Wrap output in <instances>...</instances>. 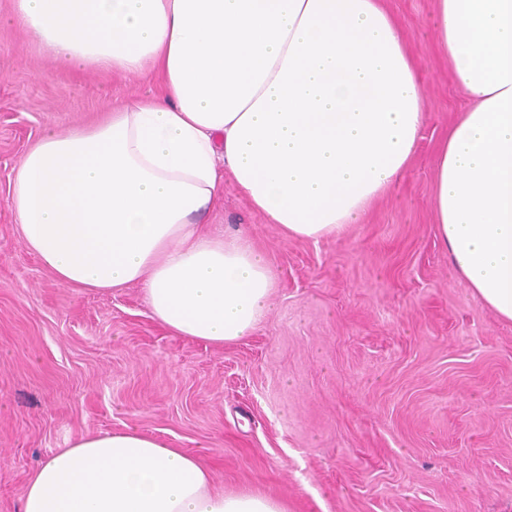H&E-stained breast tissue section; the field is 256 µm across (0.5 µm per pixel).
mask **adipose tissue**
<instances>
[{
	"mask_svg": "<svg viewBox=\"0 0 512 512\" xmlns=\"http://www.w3.org/2000/svg\"><path fill=\"white\" fill-rule=\"evenodd\" d=\"M60 69L159 77V95L49 130L14 175L22 236L73 288L143 285L177 336L224 345L278 286L239 231L201 224L232 180L285 238L341 236L409 167L416 62L385 0H14ZM436 40L470 105L442 141L432 209L469 287L512 321V0H435ZM22 512H288L215 487L136 426L89 433L31 476Z\"/></svg>",
	"mask_w": 512,
	"mask_h": 512,
	"instance_id": "1",
	"label": "adipose tissue"
}]
</instances>
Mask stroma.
<instances>
[{"label": "stroma", "mask_w": 512, "mask_h": 512, "mask_svg": "<svg viewBox=\"0 0 512 512\" xmlns=\"http://www.w3.org/2000/svg\"><path fill=\"white\" fill-rule=\"evenodd\" d=\"M386 4L426 96L417 154L362 223L317 242L284 238L225 183L206 223L245 229L278 287L250 336L215 346L170 333L142 285L60 284L24 242L9 196L26 151L161 87L58 69L0 0V512H22L48 455L127 424L288 512H512V321L472 292L433 223L436 148L464 95L434 0Z\"/></svg>", "instance_id": "stroma-1"}]
</instances>
